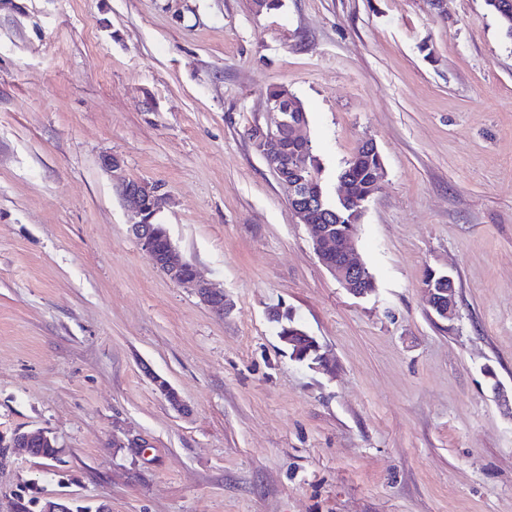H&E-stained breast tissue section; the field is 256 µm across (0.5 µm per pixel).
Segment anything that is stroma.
Instances as JSON below:
<instances>
[{"label":"stroma","mask_w":512,"mask_h":512,"mask_svg":"<svg viewBox=\"0 0 512 512\" xmlns=\"http://www.w3.org/2000/svg\"><path fill=\"white\" fill-rule=\"evenodd\" d=\"M274 86L328 193L377 145L370 296L247 137ZM122 178L160 185L223 315L131 237ZM279 312L327 368L292 359ZM510 394L512 39L485 0H0V432L59 450L14 456L0 512H512ZM448 283V288L445 284ZM423 288L427 294L430 310L440 319L448 320L457 308L454 278L449 273L430 270L425 278Z\"/></svg>","instance_id":"obj_1"}]
</instances>
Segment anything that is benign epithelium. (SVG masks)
Segmentation results:
<instances>
[{"label": "benign epithelium", "instance_id": "7a95c632", "mask_svg": "<svg viewBox=\"0 0 512 512\" xmlns=\"http://www.w3.org/2000/svg\"><path fill=\"white\" fill-rule=\"evenodd\" d=\"M292 110L291 106L271 102L266 104L270 121L258 127V133L253 138L255 149L273 172L279 175L278 181L288 189L291 208L298 220L305 224L320 264L351 295L358 298L367 297L374 292V289L370 288L373 279L370 278L367 267L352 256L355 232L351 230L337 235L335 251L329 254L322 251V245L331 239L329 225L313 223V214L322 209V200L312 196L307 190L305 181L295 176V172L303 168L304 159L288 157L280 145V136L284 131L293 138H301L302 124L292 118ZM121 197L131 217L130 233L155 265L172 278L183 268L193 270V277L181 282V285L192 289L201 302L211 310L224 314V292L201 278L192 263L180 258L173 243H168L163 255H158L155 248L154 227L150 224L148 212H155L159 208L160 187L144 181L129 180L122 184ZM423 288L427 294L428 306L438 318L446 320L455 314L456 288L454 278L450 274L429 271ZM307 337L314 342L313 356L309 359V365L315 368L325 367L327 360L321 354V347L315 337L292 329L288 335L281 337V341L297 353L302 349V339ZM0 439L8 441L10 446L8 454L0 457L1 465L15 453L16 447L22 445L31 454L34 452V446L48 440V436L40 430L15 431L9 436L5 434L0 436Z\"/></svg>", "mask_w": 512, "mask_h": 512}]
</instances>
